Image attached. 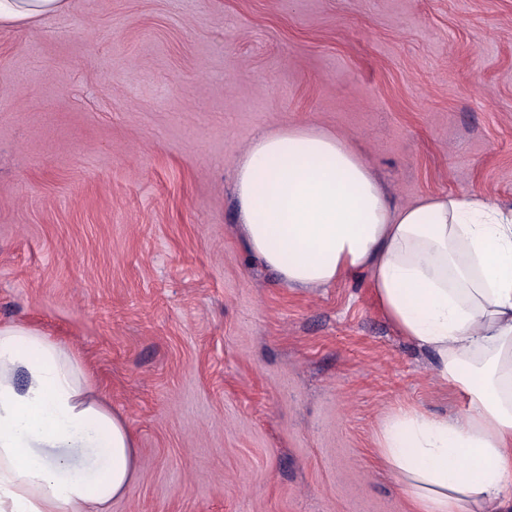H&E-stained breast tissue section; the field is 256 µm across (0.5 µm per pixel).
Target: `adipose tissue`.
Segmentation results:
<instances>
[{"label":"adipose tissue","mask_w":512,"mask_h":512,"mask_svg":"<svg viewBox=\"0 0 512 512\" xmlns=\"http://www.w3.org/2000/svg\"><path fill=\"white\" fill-rule=\"evenodd\" d=\"M67 5L0 0V25ZM233 188L252 259L294 288L366 275L435 381L466 396L461 415L401 409L381 427L376 455L414 512H512V208L478 193L393 206L349 142L300 126L255 136ZM135 448L71 346L0 324V512H108Z\"/></svg>","instance_id":"adipose-tissue-1"}]
</instances>
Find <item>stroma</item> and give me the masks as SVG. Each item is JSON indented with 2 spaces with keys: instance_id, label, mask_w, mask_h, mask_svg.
<instances>
[{
  "instance_id": "stroma-1",
  "label": "stroma",
  "mask_w": 512,
  "mask_h": 512,
  "mask_svg": "<svg viewBox=\"0 0 512 512\" xmlns=\"http://www.w3.org/2000/svg\"><path fill=\"white\" fill-rule=\"evenodd\" d=\"M346 139L398 205L512 203V0H69L0 26V323L80 351L138 471L110 512H412L388 415L465 404L364 276L251 261L252 136Z\"/></svg>"
}]
</instances>
